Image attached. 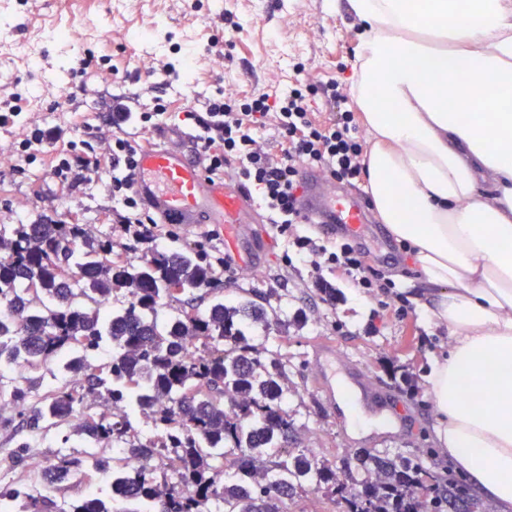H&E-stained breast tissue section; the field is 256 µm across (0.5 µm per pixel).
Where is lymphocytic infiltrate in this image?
<instances>
[{"mask_svg":"<svg viewBox=\"0 0 512 512\" xmlns=\"http://www.w3.org/2000/svg\"><path fill=\"white\" fill-rule=\"evenodd\" d=\"M316 94L334 110L332 123H319L311 112L310 98ZM170 108L160 96L153 97L148 110L135 106L132 97L112 96L105 105L109 134L103 146L92 144L89 123L78 131L34 126L12 145L14 169L22 172L36 163L49 167L59 186L68 190L95 184L117 202L113 223L152 251L158 223L139 200L134 176L139 153L151 146L146 130L159 128ZM183 119L193 131L194 153L204 170L213 175L233 170L241 187L255 190L278 234L292 236L297 252L309 257L314 269L340 273L363 296L389 295L408 307L407 295L395 292L394 281L368 264L367 252L356 239L344 237L326 245L293 232L304 221L298 208L302 168H319L341 183L363 172L364 140L338 81L316 86L298 77L281 93L243 99L219 92L202 109H185ZM269 121L280 139L275 155L264 151L255 137Z\"/></svg>","mask_w":512,"mask_h":512,"instance_id":"obj_1","label":"lymphocytic infiltrate"}]
</instances>
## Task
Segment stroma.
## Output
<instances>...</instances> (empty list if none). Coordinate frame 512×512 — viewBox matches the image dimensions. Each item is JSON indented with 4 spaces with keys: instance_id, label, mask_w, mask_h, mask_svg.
<instances>
[{
    "instance_id": "35a3bbf8",
    "label": "stroma",
    "mask_w": 512,
    "mask_h": 512,
    "mask_svg": "<svg viewBox=\"0 0 512 512\" xmlns=\"http://www.w3.org/2000/svg\"><path fill=\"white\" fill-rule=\"evenodd\" d=\"M102 16L111 28L104 40L96 35V21ZM56 24L81 36L85 49L111 54L113 63L132 58L134 70L119 71L106 82L100 75L88 74L85 95L62 110H46V101L56 98L59 85L72 84L79 66L67 48L41 40L39 26ZM133 30L145 36L134 47L128 41ZM357 42L353 19L335 0H266L259 8L254 0H224L220 11L209 0H113L108 17L97 0H0V53L10 54L15 44L30 43L39 57L35 67L24 60L13 64L11 75L25 105L15 124L0 127V140L15 141L35 124L96 123L104 99L116 94H135L140 103H147L160 91L156 88L162 80L157 73L160 65H180L191 48L199 51L192 80L181 77L161 90L178 111L186 106L203 108L220 89L236 97L286 89L299 64L305 65L314 82L335 79L346 86L354 76ZM34 182L42 187L41 198L30 193ZM112 206V198L93 185L66 195L50 171L38 165L22 173L0 166V220L15 215L30 220L39 214L64 219L74 210L93 234L121 242L125 236L118 225L102 219ZM360 240L368 264L413 297L407 316L357 295L335 274L327 280L336 299L323 300L309 260L297 258L292 242L276 234L261 209L241 244L255 262L253 272L225 283L224 302L236 304L252 288L277 297L281 325L258 326L252 334L256 342L288 359L286 408L294 422L289 447L328 462L353 461L376 447L383 453L418 457L435 471H446L451 463L437 444L434 408L427 393L430 362L434 355L447 352L449 343L447 330L431 325L425 315L424 305L431 302L434 289L421 279L408 252L374 213H367ZM299 311L306 316L301 324L293 319ZM322 344L348 352L371 382L391 389L395 402L406 407L401 439L391 440L382 421L370 416L365 428L343 430L316 388L312 359ZM401 375L407 376V383L394 387V378Z\"/></svg>"
}]
</instances>
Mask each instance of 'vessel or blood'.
<instances>
[{
  "label": "vessel or blood",
  "mask_w": 512,
  "mask_h": 512,
  "mask_svg": "<svg viewBox=\"0 0 512 512\" xmlns=\"http://www.w3.org/2000/svg\"><path fill=\"white\" fill-rule=\"evenodd\" d=\"M301 177L302 211L311 223L339 224L347 233H360L365 215L357 198L337 194L320 169H303ZM135 187L145 206L165 223L223 225L225 250L235 255L240 272L250 271V260L240 251L245 197L230 183L208 175L194 155L176 147L144 151L138 161ZM313 365L329 408H337L336 390L341 387L357 394L364 411L394 415L389 394L375 388L348 353L322 345L313 355Z\"/></svg>",
  "instance_id": "1"
}]
</instances>
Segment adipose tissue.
<instances>
[{"label":"adipose tissue","instance_id":"ef3b65f1","mask_svg":"<svg viewBox=\"0 0 512 512\" xmlns=\"http://www.w3.org/2000/svg\"><path fill=\"white\" fill-rule=\"evenodd\" d=\"M371 204L436 287L429 392L458 472L512 512V0H345ZM489 400L466 402L469 382Z\"/></svg>","mask_w":512,"mask_h":512}]
</instances>
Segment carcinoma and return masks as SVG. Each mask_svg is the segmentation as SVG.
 I'll return each mask as SVG.
<instances>
[{
	"label": "carcinoma",
	"instance_id": "1",
	"mask_svg": "<svg viewBox=\"0 0 512 512\" xmlns=\"http://www.w3.org/2000/svg\"><path fill=\"white\" fill-rule=\"evenodd\" d=\"M134 251L85 224H0V398L15 404L18 428L68 449L48 459L50 488L86 469L82 448L100 449L96 467L112 474L105 449L116 443L146 459L170 453L177 466L125 471L100 496L62 504L0 479V501L21 512H275L272 501L308 488L333 494L343 512H424L462 500L451 478L417 459L366 456L359 479L347 463L338 471L288 448V363L250 336L258 323L279 322L266 296L224 304V279L196 243L138 259ZM119 295L124 306L105 316ZM164 307L173 313L160 316ZM20 362L27 375L17 381L6 367ZM63 366L80 382L53 379ZM89 398L106 408L86 413Z\"/></svg>",
	"mask_w": 512,
	"mask_h": 512
}]
</instances>
